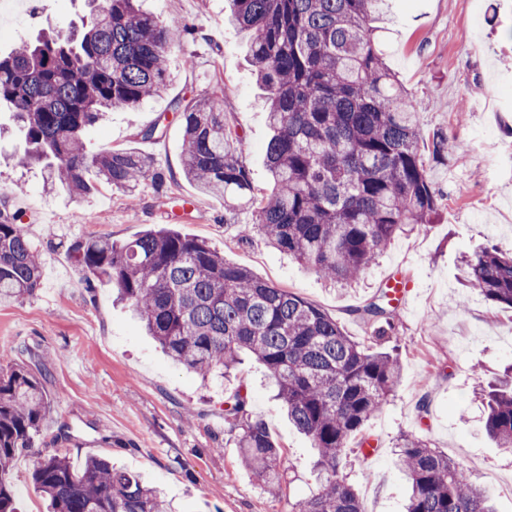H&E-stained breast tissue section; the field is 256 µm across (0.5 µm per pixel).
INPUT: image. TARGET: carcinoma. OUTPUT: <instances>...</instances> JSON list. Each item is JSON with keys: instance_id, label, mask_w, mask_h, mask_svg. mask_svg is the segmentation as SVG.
<instances>
[{"instance_id": "cac0c4a2", "label": "carcinoma", "mask_w": 512, "mask_h": 512, "mask_svg": "<svg viewBox=\"0 0 512 512\" xmlns=\"http://www.w3.org/2000/svg\"><path fill=\"white\" fill-rule=\"evenodd\" d=\"M82 30H55L0 59V104L14 112L47 185L76 197L92 181L132 192L150 172L130 149L90 153L85 134L105 112L134 108L163 89L171 49L184 26L137 9L134 0H87ZM388 0H231L229 22L247 31L273 136L266 148L273 191L254 193L224 121V100L180 109L182 172L224 208H253L255 229L319 278L358 283L391 240L426 224L443 206L419 149L417 104L387 66L371 21ZM434 157L460 150L443 133ZM71 252L89 283L116 288L169 356L205 380L228 376L247 352L269 372L288 418L312 442L322 480L291 512H366L340 475L351 443L396 390L397 356L356 340L321 308L224 260L208 243L170 227L116 242L77 240ZM469 286L493 306L512 308V251L482 248L463 259ZM36 248L17 216L0 218V303L34 296ZM392 325L371 301L354 310ZM41 370L0 371V512H17L6 476L34 446L51 398ZM485 429L512 452V383L488 394ZM224 419L240 430L241 460L262 484L279 485L284 459L246 396L232 395ZM410 488L406 512H493L463 467L417 436L398 442ZM34 487L51 512H174L160 492L98 457L78 468L39 459Z\"/></svg>"}]
</instances>
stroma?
<instances>
[{"mask_svg":"<svg viewBox=\"0 0 512 512\" xmlns=\"http://www.w3.org/2000/svg\"><path fill=\"white\" fill-rule=\"evenodd\" d=\"M144 11L188 26L169 56L170 80L134 109L110 112L90 129L88 150L128 148L147 157L150 175L131 193L98 184L87 197L49 188L40 166L22 164L25 141L11 112L0 109V212L19 215L38 246L43 279L36 294L0 305V346L14 362L39 363L52 407L31 452L8 475L20 512H47L34 488L37 457L62 453L74 465L91 456L138 473L159 487L178 512H289L320 483L310 440L274 398L265 369L244 358L227 380L202 387L146 336L133 310L112 287L88 286L69 251L77 240L135 238L168 223L169 196L197 206L179 219L182 234L208 242L225 260L324 310L358 339L374 327L354 315L399 275L410 283L395 329L377 341L396 352L400 383L371 419L378 441L372 459L347 453L342 475L367 512H404L408 482L395 447L412 434L459 461L489 496L495 512H512L501 492L512 478V453L483 424L479 386L497 384L512 364V309L486 302L462 280L460 259L481 247L512 251V0H392L375 37L386 61L418 103L424 137L445 132L463 151L432 167L444 206L432 223L398 234L352 288L325 287L306 266L288 259L253 231V209L226 211L182 175L183 127L175 101L224 99L230 127L244 141L240 156L257 195L273 188L266 166L272 136L248 53L246 33L227 23L230 0H140ZM86 0H0V57L52 25H80ZM163 121L164 135L141 129ZM247 392L285 458L279 487L261 484L241 463L237 434L224 421V398Z\"/></svg>","mask_w":512,"mask_h":512,"instance_id":"stroma-1","label":"stroma"}]
</instances>
